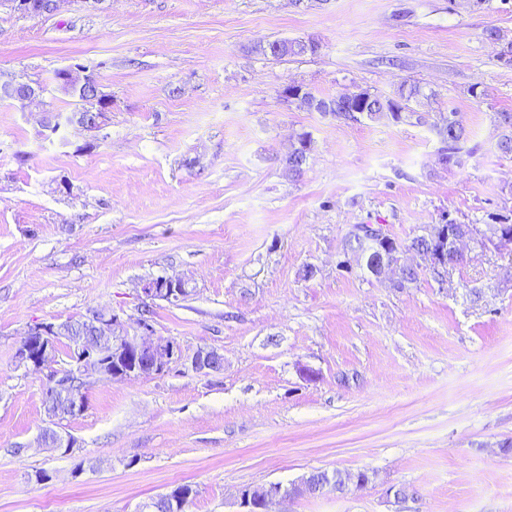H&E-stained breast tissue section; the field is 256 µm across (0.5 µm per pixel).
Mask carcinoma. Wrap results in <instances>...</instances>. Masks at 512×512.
<instances>
[{"instance_id":"carcinoma-1","label":"carcinoma","mask_w":512,"mask_h":512,"mask_svg":"<svg viewBox=\"0 0 512 512\" xmlns=\"http://www.w3.org/2000/svg\"><path fill=\"white\" fill-rule=\"evenodd\" d=\"M421 95V88L416 84H401L394 95L385 97L367 90L342 94V97H331L329 101L337 103L336 119L358 121L365 116L369 119L387 118L395 122L403 120L402 111L409 109V103ZM495 123L502 134L498 141V148L504 154H512V111L495 113ZM438 122L447 126L448 137L444 140L445 151L448 152V163L456 162V155L460 152V144L468 138V131L462 117L455 110L439 115ZM305 140L291 146L284 158L288 170L296 175H301L306 165ZM387 250L392 252L398 249L403 251L413 248L437 257L438 264L430 267V271L439 275L444 268L460 264V259L452 255L448 249V227L444 226L434 235L417 236L411 240L400 243L392 238L386 239ZM349 246L353 252L360 250L368 253V261L363 263V269L373 272L372 262L378 259L379 254L371 252V247L359 234H349ZM69 335L86 343L95 344L98 341V332L87 315L82 314L75 318L63 321ZM44 409L46 414L55 419L54 426L43 430V443L47 447H54L60 425L70 414L68 400L63 395L53 391L50 387L44 389ZM336 478V491L343 492L349 488L351 475L345 470L335 469L332 472L314 471L306 476V483L317 486L327 475ZM193 495V489L188 485L178 486L170 492L151 499L148 502L149 512H186V508Z\"/></svg>"}]
</instances>
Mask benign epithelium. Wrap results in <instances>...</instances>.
I'll list each match as a JSON object with an SVG mask.
<instances>
[{
	"instance_id": "obj_1",
	"label": "benign epithelium",
	"mask_w": 512,
	"mask_h": 512,
	"mask_svg": "<svg viewBox=\"0 0 512 512\" xmlns=\"http://www.w3.org/2000/svg\"><path fill=\"white\" fill-rule=\"evenodd\" d=\"M74 81L84 92V100L96 103L101 97L98 83L82 64L63 68L60 82ZM43 86L37 82L7 81L0 84V97L7 100L21 99L32 103L42 95ZM449 248L463 258L462 242H473L482 249H497L512 245V231L499 224H487L481 229L475 224H455L448 228ZM141 292L149 299H174L187 292L186 281L179 277L160 276L142 284ZM99 331L97 344L89 348L81 342L65 338L66 330L56 322H41L28 330L27 336L16 352L19 366L45 374L46 383L63 393L68 399L72 415L81 414L86 407L85 390H74L66 372L51 368L60 345L68 344L69 365L74 373H82L106 381L158 376L177 365L189 366L197 373L207 374L224 364L218 351L199 348L193 354H184L174 340L154 336L151 321L138 319L129 325L114 314L98 310L88 313ZM286 499L285 489L279 483L259 488H245L240 493V506L245 512H269L274 503Z\"/></svg>"
}]
</instances>
